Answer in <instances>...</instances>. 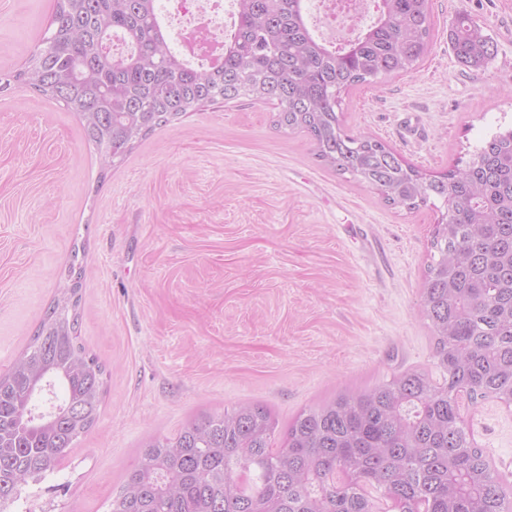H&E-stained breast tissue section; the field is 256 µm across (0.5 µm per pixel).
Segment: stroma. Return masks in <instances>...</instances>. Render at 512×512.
Instances as JSON below:
<instances>
[{
    "mask_svg": "<svg viewBox=\"0 0 512 512\" xmlns=\"http://www.w3.org/2000/svg\"><path fill=\"white\" fill-rule=\"evenodd\" d=\"M54 0H0V76L40 43ZM416 71L343 93L346 131L439 175L512 128V0H432ZM495 46L483 68L449 41L459 10ZM273 104L208 105L157 127L102 170L64 105L0 91V374L83 247L79 340L105 366L93 428L14 512H108L153 438L260 402L287 426L343 390L434 371L421 292L440 212L386 205L324 167ZM512 485V410L460 400Z\"/></svg>",
    "mask_w": 512,
    "mask_h": 512,
    "instance_id": "stroma-1",
    "label": "stroma"
}]
</instances>
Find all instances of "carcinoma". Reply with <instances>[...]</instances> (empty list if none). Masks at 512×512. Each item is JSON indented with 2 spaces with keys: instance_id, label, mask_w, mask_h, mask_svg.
Segmentation results:
<instances>
[{
  "instance_id": "1",
  "label": "carcinoma",
  "mask_w": 512,
  "mask_h": 512,
  "mask_svg": "<svg viewBox=\"0 0 512 512\" xmlns=\"http://www.w3.org/2000/svg\"><path fill=\"white\" fill-rule=\"evenodd\" d=\"M240 24L219 64L190 65L171 43L159 0H56L47 35L6 81L78 116L105 171L155 128L206 104L245 97L276 105L275 125L310 139L318 161L409 210L446 208L436 225L421 297L442 382L407 370L301 411L274 447L278 420L248 403L203 414L177 437L150 440L109 512H512V487L460 414L512 406V129L493 134L461 168L432 176L386 143L347 133L341 93L407 74L432 37L430 0H377L375 21L328 45L304 0H238ZM449 39L460 63L494 57L484 26L457 13ZM79 282L60 288L33 342L0 376V512L22 486L53 472L94 425L104 367L78 342ZM53 375L66 410L29 412ZM250 474L242 488L239 475Z\"/></svg>"
}]
</instances>
